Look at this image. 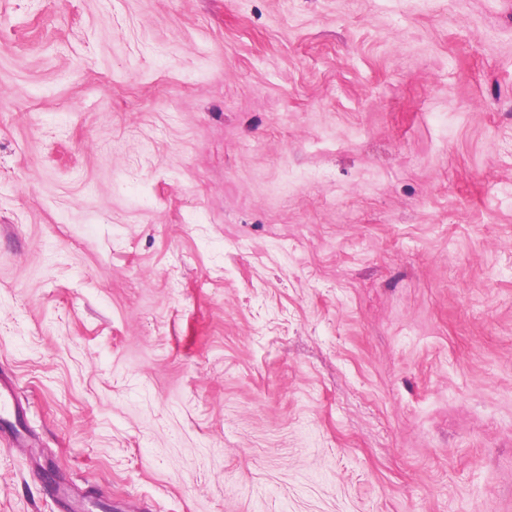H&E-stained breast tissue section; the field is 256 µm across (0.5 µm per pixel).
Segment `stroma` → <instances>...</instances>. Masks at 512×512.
<instances>
[{
  "label": "stroma",
  "instance_id": "stroma-1",
  "mask_svg": "<svg viewBox=\"0 0 512 512\" xmlns=\"http://www.w3.org/2000/svg\"><path fill=\"white\" fill-rule=\"evenodd\" d=\"M0 512H512V0H0Z\"/></svg>",
  "mask_w": 512,
  "mask_h": 512
}]
</instances>
